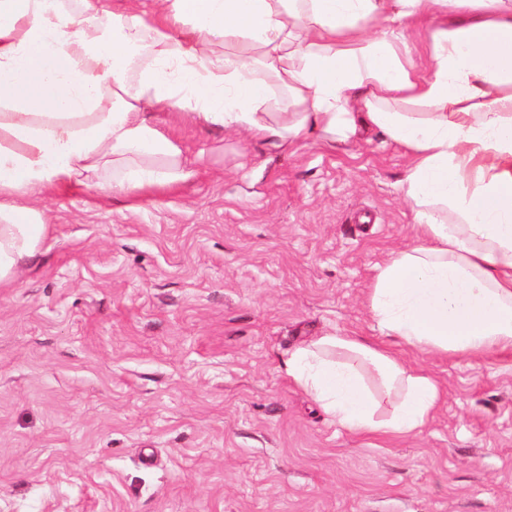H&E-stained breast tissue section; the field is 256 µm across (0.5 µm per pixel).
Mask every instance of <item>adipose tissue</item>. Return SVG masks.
I'll use <instances>...</instances> for the list:
<instances>
[{
    "mask_svg": "<svg viewBox=\"0 0 512 512\" xmlns=\"http://www.w3.org/2000/svg\"><path fill=\"white\" fill-rule=\"evenodd\" d=\"M163 101L274 149L383 131L408 158L418 234L376 268L377 331L430 355L512 351V0H0V285L47 235L37 194L194 178L147 112ZM286 366L355 434L418 435L441 397L354 336L318 337ZM367 369L395 390L390 413Z\"/></svg>",
    "mask_w": 512,
    "mask_h": 512,
    "instance_id": "1",
    "label": "adipose tissue"
}]
</instances>
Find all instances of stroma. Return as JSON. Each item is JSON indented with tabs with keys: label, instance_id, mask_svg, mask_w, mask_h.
<instances>
[{
	"label": "stroma",
	"instance_id": "35a3bbf8",
	"mask_svg": "<svg viewBox=\"0 0 512 512\" xmlns=\"http://www.w3.org/2000/svg\"><path fill=\"white\" fill-rule=\"evenodd\" d=\"M153 112L195 178L39 196L41 253L0 287V512H512V352L403 350L442 393L416 436L351 434L286 373L319 336L379 343L403 151Z\"/></svg>",
	"mask_w": 512,
	"mask_h": 512
}]
</instances>
